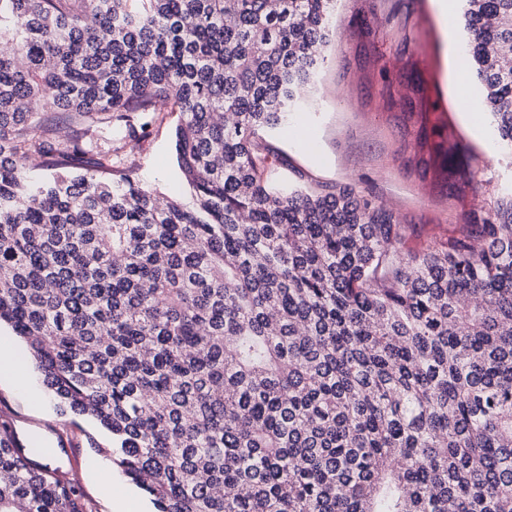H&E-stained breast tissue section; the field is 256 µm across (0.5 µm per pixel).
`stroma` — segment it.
<instances>
[{
	"label": "stroma",
	"instance_id": "obj_1",
	"mask_svg": "<svg viewBox=\"0 0 512 512\" xmlns=\"http://www.w3.org/2000/svg\"><path fill=\"white\" fill-rule=\"evenodd\" d=\"M481 100L466 68L447 63L432 0H339L309 104L266 135L280 155L272 176L285 186L353 187L410 225L406 246L421 248L512 198V154L489 149L492 127L479 132L463 118L466 102ZM138 120L146 133L127 145L126 167L142 186L189 201L174 150L178 113L160 106ZM439 142L465 173H441L429 150ZM0 347L24 367L23 379L0 376V422L25 447L51 449V467L76 483L88 512H114L130 484L99 451L108 433L62 411L28 344L5 324Z\"/></svg>",
	"mask_w": 512,
	"mask_h": 512
}]
</instances>
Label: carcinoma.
<instances>
[{
  "label": "carcinoma",
  "mask_w": 512,
  "mask_h": 512,
  "mask_svg": "<svg viewBox=\"0 0 512 512\" xmlns=\"http://www.w3.org/2000/svg\"><path fill=\"white\" fill-rule=\"evenodd\" d=\"M336 2L0 0V323L156 512H512V199L407 251L375 199L271 183ZM462 2L512 149V0ZM156 100L189 204L75 166ZM37 455L0 422V512H84Z\"/></svg>",
  "instance_id": "carcinoma-1"
}]
</instances>
